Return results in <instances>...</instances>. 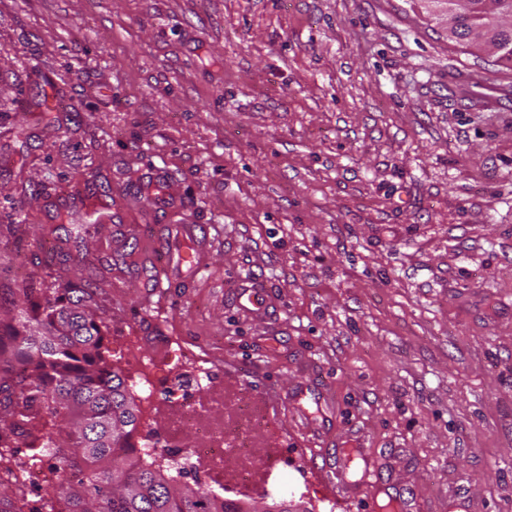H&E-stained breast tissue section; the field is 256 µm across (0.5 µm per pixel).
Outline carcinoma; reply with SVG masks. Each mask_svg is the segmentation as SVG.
Here are the masks:
<instances>
[{"instance_id": "obj_1", "label": "carcinoma", "mask_w": 512, "mask_h": 512, "mask_svg": "<svg viewBox=\"0 0 512 512\" xmlns=\"http://www.w3.org/2000/svg\"><path fill=\"white\" fill-rule=\"evenodd\" d=\"M512 0H465L451 18L455 41L493 33L499 62L512 67ZM40 273L0 296V512H263L194 484L182 464L134 455L140 424L122 373L105 355L110 328L89 280L65 286L54 260L16 251ZM57 472L51 492L14 487L12 472L42 463Z\"/></svg>"}]
</instances>
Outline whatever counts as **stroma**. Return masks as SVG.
Masks as SVG:
<instances>
[{
	"label": "stroma",
	"instance_id": "stroma-1",
	"mask_svg": "<svg viewBox=\"0 0 512 512\" xmlns=\"http://www.w3.org/2000/svg\"><path fill=\"white\" fill-rule=\"evenodd\" d=\"M157 170L178 207L144 197ZM74 180L119 215L77 249ZM0 224L92 276L109 353L248 390L271 492L360 512L313 465L358 444L428 512H512V68L422 0H0ZM182 224L198 269L162 271ZM307 381L321 409L293 405Z\"/></svg>",
	"mask_w": 512,
	"mask_h": 512
}]
</instances>
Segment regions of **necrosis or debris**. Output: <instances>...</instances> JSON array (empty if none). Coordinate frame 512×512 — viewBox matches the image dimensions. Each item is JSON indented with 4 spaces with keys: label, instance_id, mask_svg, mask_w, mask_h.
Here are the masks:
<instances>
[{
    "label": "necrosis or debris",
    "instance_id": "4bbe7bcc",
    "mask_svg": "<svg viewBox=\"0 0 512 512\" xmlns=\"http://www.w3.org/2000/svg\"><path fill=\"white\" fill-rule=\"evenodd\" d=\"M192 384L202 393V401H185L179 399L177 390H166L163 395H166L170 403L169 431L151 439H141L137 444L138 452L165 453L193 465L204 459L218 458L225 461L234 458L239 462V470L234 480L236 494L242 495L255 490L252 434L262 428L268 435H275V426L267 424L247 392L241 391L224 398L213 396L210 393L212 382L203 371L194 372ZM216 404L225 409L224 418L219 422L214 421L208 412L209 406ZM187 429L194 430L201 436L202 444L187 450L179 448L178 438Z\"/></svg>",
    "mask_w": 512,
    "mask_h": 512
}]
</instances>
